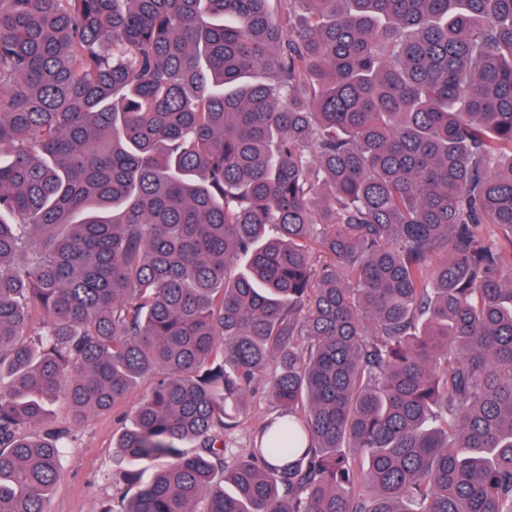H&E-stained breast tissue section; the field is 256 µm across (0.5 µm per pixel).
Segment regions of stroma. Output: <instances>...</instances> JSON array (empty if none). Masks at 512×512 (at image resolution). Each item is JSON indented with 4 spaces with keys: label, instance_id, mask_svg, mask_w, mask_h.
Here are the masks:
<instances>
[{
    "label": "stroma",
    "instance_id": "35a3bbf8",
    "mask_svg": "<svg viewBox=\"0 0 512 512\" xmlns=\"http://www.w3.org/2000/svg\"><path fill=\"white\" fill-rule=\"evenodd\" d=\"M143 394V389H136L117 409L89 415L79 424L72 422L64 401L54 402L50 420L53 425L69 430L70 446L48 503L49 512H100L105 505L118 508L128 464L114 443ZM249 403L246 421L228 436L240 455L248 453L254 434L272 415L262 389H255Z\"/></svg>",
    "mask_w": 512,
    "mask_h": 512
}]
</instances>
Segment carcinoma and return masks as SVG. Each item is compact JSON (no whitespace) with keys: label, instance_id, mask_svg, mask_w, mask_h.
<instances>
[{"label":"carcinoma","instance_id":"obj_1","mask_svg":"<svg viewBox=\"0 0 512 512\" xmlns=\"http://www.w3.org/2000/svg\"><path fill=\"white\" fill-rule=\"evenodd\" d=\"M268 2L0 0V512H512V0ZM145 381L117 409L90 414L82 423H73L62 399L51 406L50 420L70 432V448L62 460L56 491L49 512H99L103 505L119 510L128 468L122 454L113 448L130 415L149 388ZM248 400L250 403V412L246 421L232 430L227 436V440L231 442V445L238 455H246L249 452L254 434L273 414L271 408L265 401L261 387H257L248 397Z\"/></svg>","mask_w":512,"mask_h":512}]
</instances>
